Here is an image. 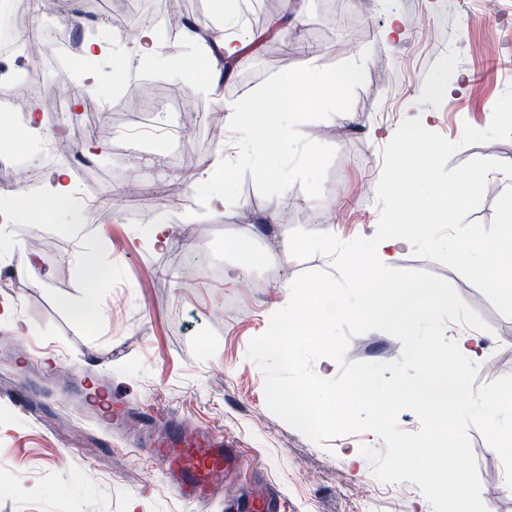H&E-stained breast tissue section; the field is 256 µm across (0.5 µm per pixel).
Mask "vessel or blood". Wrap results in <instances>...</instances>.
Returning a JSON list of instances; mask_svg holds the SVG:
<instances>
[{
	"mask_svg": "<svg viewBox=\"0 0 512 512\" xmlns=\"http://www.w3.org/2000/svg\"><path fill=\"white\" fill-rule=\"evenodd\" d=\"M71 392L80 411L89 416L104 438L122 428L131 415L125 403L112 395L111 388L93 374L74 376ZM143 431L134 442L135 450L160 464L177 494L189 502H207L223 491V479L239 467L241 456L235 441L223 431L197 427L185 418L171 416L164 434L152 432V418L142 415ZM277 490L264 492L260 501L235 499L226 512H271L281 504Z\"/></svg>",
	"mask_w": 512,
	"mask_h": 512,
	"instance_id": "b4317fda",
	"label": "vessel or blood"
}]
</instances>
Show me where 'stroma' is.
<instances>
[{"instance_id": "1", "label": "stroma", "mask_w": 512, "mask_h": 512, "mask_svg": "<svg viewBox=\"0 0 512 512\" xmlns=\"http://www.w3.org/2000/svg\"><path fill=\"white\" fill-rule=\"evenodd\" d=\"M298 21L280 34L276 52L261 41L247 43L240 63L208 91L194 90L200 67L162 71L145 64L137 41L126 38L127 54L116 81L83 94L82 116L58 108L53 96L35 95L47 131L64 126L60 159L88 152L92 168L72 171L90 193H111L122 219L102 223L88 216L77 247L57 238L56 218L46 208L29 214L0 239V258L30 267L13 287L0 288V334L20 339L28 353L57 358L72 371L95 372L114 396L132 407L169 409L199 427L216 426L239 443L243 463L232 476L244 493L279 489L285 512H433L417 485L377 480L360 449L384 450L370 431L314 442L271 413L264 374L247 357L250 340L264 333L281 307L280 286L307 269L326 270L323 255L293 258L282 231H323L334 226L345 242L372 237L381 210L376 187L384 147L408 118H426L429 130L456 142L464 126L485 129L497 100L512 88L511 52L503 43L512 28V0H499L495 18L482 0H297ZM128 0H99L96 21L85 19L86 0H62L71 40L84 43L111 27ZM401 36L381 39L390 22ZM431 27L435 43L419 40ZM369 52L365 80L351 110L301 125L302 134L332 146L336 154L319 197L292 186L263 198L245 176L238 203L213 211L198 205L194 190L178 187L181 171L203 175L221 143L235 141L229 125L214 127L213 112L239 101L272 73L298 66L325 68ZM77 59L40 50L32 84L65 79L71 93ZM163 117L170 127H190L188 138L163 147L145 126ZM256 235L241 242L242 216ZM164 220L166 244L140 240L145 225ZM95 258L111 271V285L97 296L108 312L102 323L75 321L63 304L83 297L80 264ZM197 266L189 281L174 267ZM245 270L230 281L223 268ZM391 267L431 272L452 285L461 300L489 326L481 337L493 368L478 371L484 385L512 374V318L455 270L402 251ZM402 354L393 335L371 330L351 335L350 362L389 363ZM63 376L33 371L0 349V512H224L222 503L184 501L163 471L142 460L126 432L103 445L96 425L79 416L63 393ZM26 388L36 418L19 414L3 394ZM477 458L481 497L492 512H512L499 455L482 433L469 428Z\"/></svg>"}]
</instances>
